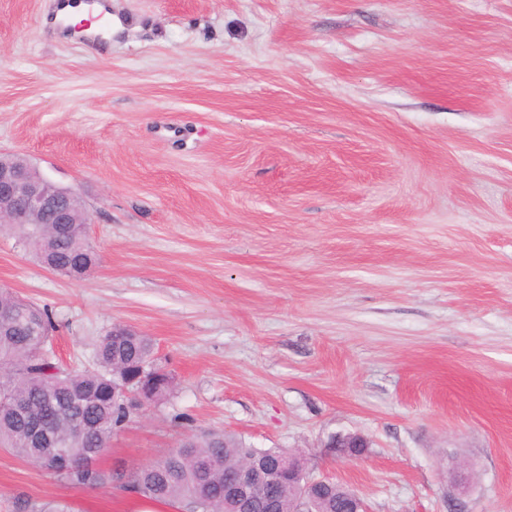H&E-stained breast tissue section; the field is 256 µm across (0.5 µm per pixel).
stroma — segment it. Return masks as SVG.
Returning <instances> with one entry per match:
<instances>
[{"label":"stroma","instance_id":"1","mask_svg":"<svg viewBox=\"0 0 512 512\" xmlns=\"http://www.w3.org/2000/svg\"><path fill=\"white\" fill-rule=\"evenodd\" d=\"M111 3L87 44L0 0V152L78 192L101 257L71 279L3 232L0 287L64 365L128 325L173 378L102 467L224 431L368 512H449L458 471L512 512V0ZM22 499L142 504L0 450Z\"/></svg>","mask_w":512,"mask_h":512}]
</instances>
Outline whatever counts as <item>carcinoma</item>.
<instances>
[{
  "label": "carcinoma",
  "instance_id": "obj_1",
  "mask_svg": "<svg viewBox=\"0 0 512 512\" xmlns=\"http://www.w3.org/2000/svg\"><path fill=\"white\" fill-rule=\"evenodd\" d=\"M21 240L42 256L44 263L66 276L95 267L99 256L89 245L87 225L75 224L70 233L55 235L47 224L23 226ZM53 322L47 309L38 310L8 288H0V447L41 468H50L56 445L37 439L35 424L50 429L65 444L70 473L57 479L98 487L114 484L123 472L104 469L100 462L112 434L133 415V399L112 394V386L129 381L133 369L159 372L153 341L136 331L127 336L107 334L97 347L92 370H66L54 360L35 366L28 357L50 341ZM27 404L19 413L16 401ZM278 448H253L220 433L187 439L165 457L130 470V485L140 497L177 503L185 512L201 503L200 512H227L224 480L246 462L264 469L275 464ZM296 483L280 485L275 512H347L349 490L331 482L315 490L305 502ZM19 512H64L51 502L25 500Z\"/></svg>",
  "mask_w": 512,
  "mask_h": 512
}]
</instances>
